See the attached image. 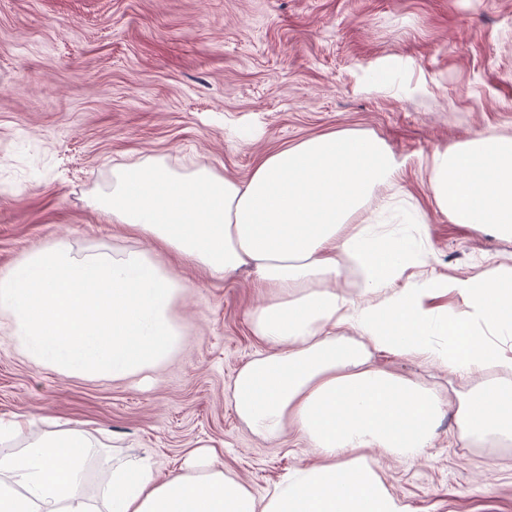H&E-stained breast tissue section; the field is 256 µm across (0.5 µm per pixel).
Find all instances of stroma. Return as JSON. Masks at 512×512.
Wrapping results in <instances>:
<instances>
[{"label":"stroma","mask_w":512,"mask_h":512,"mask_svg":"<svg viewBox=\"0 0 512 512\" xmlns=\"http://www.w3.org/2000/svg\"><path fill=\"white\" fill-rule=\"evenodd\" d=\"M344 129L405 162L376 196L391 198L392 223L409 207L425 219L416 245L431 256L416 278L512 266V238L451 223L430 190L435 152L512 134V0H0V271L53 246L141 248L98 208L122 168L242 179L265 152ZM156 259L184 284L171 310L182 343L137 375L38 363L0 311V428L26 422L0 454L84 429L102 443L83 463L86 497L101 499L115 462L147 456L159 476H181L198 452L263 496L316 459L297 433L263 441L234 408L233 379L261 350L250 314L268 296L243 272L218 280L172 253ZM376 361L445 411L422 458L366 451L406 512H512V447L463 439L453 416L488 381L512 389V374Z\"/></svg>","instance_id":"obj_1"}]
</instances>
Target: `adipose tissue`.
<instances>
[{
  "label": "adipose tissue",
  "mask_w": 512,
  "mask_h": 512,
  "mask_svg": "<svg viewBox=\"0 0 512 512\" xmlns=\"http://www.w3.org/2000/svg\"><path fill=\"white\" fill-rule=\"evenodd\" d=\"M402 166L383 140L340 130L263 155L244 181L128 167L100 207L148 249L78 256L45 248L0 274V309L14 316L32 358L67 374L120 379L162 362L181 340L169 312L182 286L152 250L217 279L247 272L270 294L252 313L266 350L237 374L235 408L262 438L294 430L319 455L260 498L220 462L167 479L150 458L119 462L100 507L75 491L99 442L63 429L0 455V512H404L364 451L425 455L443 411L434 392L375 366L372 354L419 357L453 372L512 371V358L477 328L512 333V268L494 266L476 280L409 276L427 259L409 235L355 220ZM430 186L452 223L512 237V137L435 152ZM350 265L365 291L382 293L379 303L351 308L337 294ZM450 292L462 311L435 306ZM346 324L359 339L336 335ZM456 423L467 438H512V391L483 386L462 402Z\"/></svg>",
  "instance_id": "obj_1"
}]
</instances>
